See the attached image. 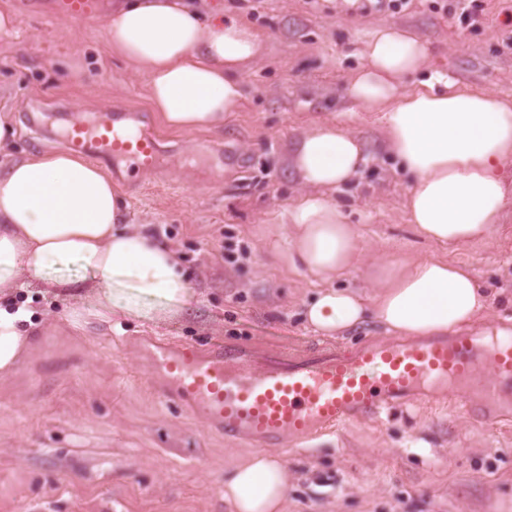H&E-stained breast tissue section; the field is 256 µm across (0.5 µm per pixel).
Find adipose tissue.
I'll use <instances>...</instances> for the list:
<instances>
[{
  "mask_svg": "<svg viewBox=\"0 0 512 512\" xmlns=\"http://www.w3.org/2000/svg\"><path fill=\"white\" fill-rule=\"evenodd\" d=\"M102 38L147 78L164 123L184 132L223 127L243 96L240 74L259 52L250 26L201 13L190 0H119ZM365 56L347 95L380 113L385 146L407 178L416 233L442 248L485 240L512 203V102L458 88L441 71L422 90L401 91L428 57L426 42L409 29L379 26ZM285 160L306 192L283 214L288 246L271 238L267 247L277 262L318 283L305 309L315 332L337 337L371 318L387 332L416 338L484 320L493 296L466 267L440 257L372 264L368 296L340 286L361 252L332 193L367 161L359 137L320 124L293 139ZM125 214L111 175L70 151L0 162V374L17 370L36 332L27 302L3 296L21 281L42 293L72 294L74 280L49 276L53 266L76 261L90 274L96 316L156 320L185 304L189 288L177 253L130 226ZM287 496L288 467L269 453L233 465L224 479L232 512H281Z\"/></svg>",
  "mask_w": 512,
  "mask_h": 512,
  "instance_id": "ef3b65f1",
  "label": "adipose tissue"
}]
</instances>
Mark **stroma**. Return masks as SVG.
Listing matches in <instances>:
<instances>
[{"label":"stroma","instance_id":"stroma-1","mask_svg":"<svg viewBox=\"0 0 512 512\" xmlns=\"http://www.w3.org/2000/svg\"><path fill=\"white\" fill-rule=\"evenodd\" d=\"M474 3L467 24L457 0L366 13L345 0H206L252 27L260 52L223 128L182 132L153 111L144 75L106 48L101 23L57 14L53 0H0V12L14 17L0 32L10 154L66 145L63 121L77 113L92 122L106 109L136 111L160 162L109 171L130 222L178 251L190 288L164 321L88 315L76 333L65 321L85 290L32 293L33 345L14 374L0 376V512H231L224 474L256 449L157 397L144 353L151 341L240 343L262 359L389 340L372 320L338 338L314 333L304 307L317 284L265 251L266 237H287L281 215L304 192L283 162L285 147L315 125L345 124L366 145L364 174L335 194L361 234L362 269L442 253L497 295L488 321L512 317V207L479 243L443 252L418 238L377 113L346 95L374 30L395 24L427 43V71L512 99V0ZM362 269L346 283L372 291ZM274 454L288 465L283 512H512V427H485L445 403L397 407Z\"/></svg>","mask_w":512,"mask_h":512}]
</instances>
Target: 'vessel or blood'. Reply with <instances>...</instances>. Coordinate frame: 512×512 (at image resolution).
Instances as JSON below:
<instances>
[{
  "label": "vessel or blood",
  "mask_w": 512,
  "mask_h": 512,
  "mask_svg": "<svg viewBox=\"0 0 512 512\" xmlns=\"http://www.w3.org/2000/svg\"><path fill=\"white\" fill-rule=\"evenodd\" d=\"M54 10L93 20L98 0H54ZM135 118L132 112H113L93 124L77 119L66 138L76 151L145 169L159 155L153 137L129 131ZM152 355L162 398L202 415L225 439L263 447H279L287 436L300 442L355 420L377 419L391 408L434 398L440 386L488 425L512 414L499 406L501 394L512 390V338L479 332L371 343L343 355L318 348L261 370L243 346L223 342L203 348L161 342ZM484 366L491 373L471 392L473 377Z\"/></svg>",
  "instance_id": "b4317fda"
}]
</instances>
